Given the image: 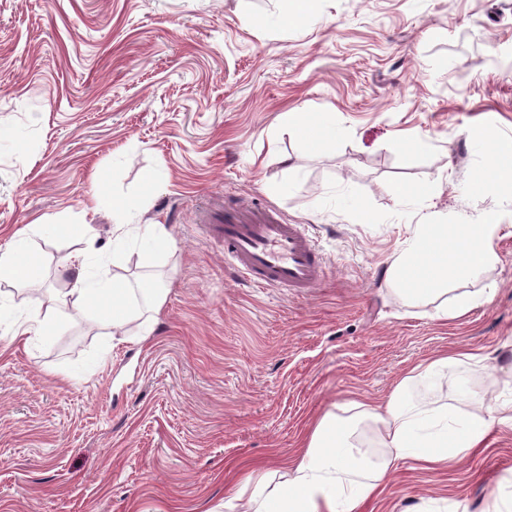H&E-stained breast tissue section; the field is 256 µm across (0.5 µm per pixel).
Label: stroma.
<instances>
[{
	"mask_svg": "<svg viewBox=\"0 0 512 512\" xmlns=\"http://www.w3.org/2000/svg\"><path fill=\"white\" fill-rule=\"evenodd\" d=\"M283 6L0 0V246L41 256L29 283H0V512H224L226 489L294 458L322 414L383 403L440 353L502 354L512 390V187L472 189L512 137V0H319L287 26ZM311 115L329 132L315 152L294 129ZM211 203L307 225L328 279L249 286L203 229ZM487 213L498 261L465 286L495 285L491 303L441 321L389 290L416 225ZM90 248L165 289L151 336L72 310L21 337ZM484 378L411 395L450 404ZM511 481L501 429L447 469L403 460L362 512H487Z\"/></svg>",
	"mask_w": 512,
	"mask_h": 512,
	"instance_id": "1",
	"label": "stroma"
}]
</instances>
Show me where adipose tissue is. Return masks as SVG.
I'll return each mask as SVG.
<instances>
[{
	"label": "adipose tissue",
	"mask_w": 512,
	"mask_h": 512,
	"mask_svg": "<svg viewBox=\"0 0 512 512\" xmlns=\"http://www.w3.org/2000/svg\"><path fill=\"white\" fill-rule=\"evenodd\" d=\"M472 182L481 190L512 186L511 137L493 146ZM495 229L490 215L480 224L419 225L413 242L388 267L387 280L395 292L414 299L439 297L444 281L496 263ZM39 261L22 240L0 250V281L30 279ZM66 267L74 274L73 286L56 298L48 316L76 309L121 328L144 312H159L164 303L163 289L146 283L140 292L147 307L139 309L131 301L128 282L90 278L82 257H72ZM490 360L487 353L438 356L408 371L383 407L353 401L342 412H326L297 457L273 473L251 470L228 489L225 512H238L243 503L249 512H359L362 501L407 456L431 464L465 459L494 429L512 427V398L489 400L467 389L451 410L444 404L413 403L409 387L417 380L435 383L464 364L486 369Z\"/></svg>",
	"instance_id": "ef3b65f1"
}]
</instances>
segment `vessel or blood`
Instances as JSON below:
<instances>
[{"mask_svg":"<svg viewBox=\"0 0 512 512\" xmlns=\"http://www.w3.org/2000/svg\"><path fill=\"white\" fill-rule=\"evenodd\" d=\"M202 220L211 238L223 240L239 277L251 285L305 294L326 276L323 255L305 226L285 221L272 208H214Z\"/></svg>","mask_w":512,"mask_h":512,"instance_id":"vessel-or-blood-1","label":"vessel or blood"}]
</instances>
